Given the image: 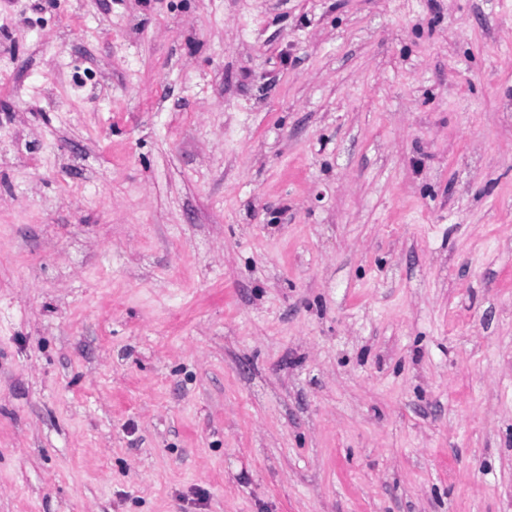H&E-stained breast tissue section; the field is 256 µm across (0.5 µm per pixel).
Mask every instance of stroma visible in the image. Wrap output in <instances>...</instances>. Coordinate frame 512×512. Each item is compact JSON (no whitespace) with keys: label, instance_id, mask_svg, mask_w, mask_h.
<instances>
[{"label":"stroma","instance_id":"35a3bbf8","mask_svg":"<svg viewBox=\"0 0 512 512\" xmlns=\"http://www.w3.org/2000/svg\"><path fill=\"white\" fill-rule=\"evenodd\" d=\"M0 512H512V0H0Z\"/></svg>","mask_w":512,"mask_h":512}]
</instances>
